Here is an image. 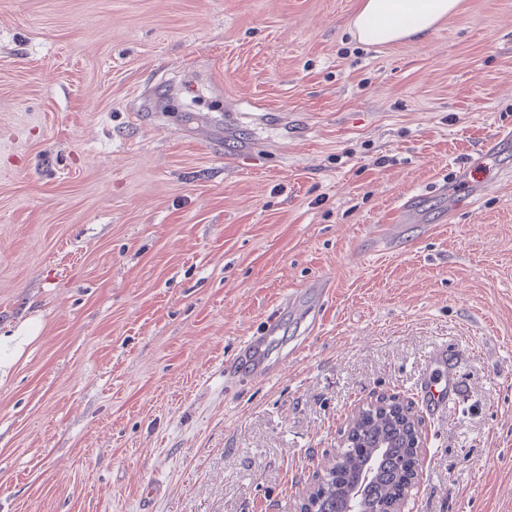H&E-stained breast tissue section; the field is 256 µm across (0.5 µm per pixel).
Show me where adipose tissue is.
Returning a JSON list of instances; mask_svg holds the SVG:
<instances>
[{
  "mask_svg": "<svg viewBox=\"0 0 512 512\" xmlns=\"http://www.w3.org/2000/svg\"><path fill=\"white\" fill-rule=\"evenodd\" d=\"M459 5L460 0H364L351 28L358 40L366 44L423 37Z\"/></svg>",
  "mask_w": 512,
  "mask_h": 512,
  "instance_id": "adipose-tissue-1",
  "label": "adipose tissue"
}]
</instances>
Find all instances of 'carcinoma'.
Wrapping results in <instances>:
<instances>
[{"label":"carcinoma","mask_w":512,"mask_h":512,"mask_svg":"<svg viewBox=\"0 0 512 512\" xmlns=\"http://www.w3.org/2000/svg\"><path fill=\"white\" fill-rule=\"evenodd\" d=\"M352 436L356 444L372 446L381 439L388 442L386 453L378 464V475L366 492V512H376L381 504L396 494L403 485L405 467L412 456L410 436L400 425L370 414L357 421ZM365 459L356 449H344L328 468L335 481L326 483L317 497V512H345L340 486L351 475L359 472Z\"/></svg>","instance_id":"1"}]
</instances>
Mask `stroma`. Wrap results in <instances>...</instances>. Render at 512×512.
Wrapping results in <instances>:
<instances>
[{
    "instance_id": "stroma-1",
    "label": "stroma",
    "mask_w": 512,
    "mask_h": 512,
    "mask_svg": "<svg viewBox=\"0 0 512 512\" xmlns=\"http://www.w3.org/2000/svg\"><path fill=\"white\" fill-rule=\"evenodd\" d=\"M361 3L0 0V334L40 325L0 512H297L373 392L422 420L412 512H512V146L461 171L512 130V0L383 45ZM270 320L274 376L225 378Z\"/></svg>"
}]
</instances>
